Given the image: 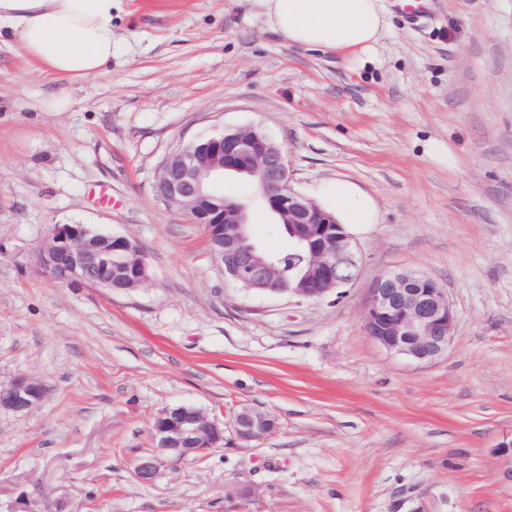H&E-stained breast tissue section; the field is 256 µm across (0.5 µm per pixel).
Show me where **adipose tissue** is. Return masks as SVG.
<instances>
[{
  "instance_id": "1",
  "label": "adipose tissue",
  "mask_w": 512,
  "mask_h": 512,
  "mask_svg": "<svg viewBox=\"0 0 512 512\" xmlns=\"http://www.w3.org/2000/svg\"><path fill=\"white\" fill-rule=\"evenodd\" d=\"M279 37L293 45L351 59L369 53L388 24L381 0H257ZM120 0H0V37L19 35L38 67L81 80L112 61V10ZM320 203L339 223L373 224L375 200L337 179L319 189Z\"/></svg>"
}]
</instances>
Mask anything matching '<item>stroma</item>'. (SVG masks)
I'll return each instance as SVG.
<instances>
[{
    "mask_svg": "<svg viewBox=\"0 0 512 512\" xmlns=\"http://www.w3.org/2000/svg\"><path fill=\"white\" fill-rule=\"evenodd\" d=\"M383 6L361 63L288 44L254 0H121L112 63L86 80L0 39V382L48 385L32 413L0 412V512H512V0H436L414 25ZM234 127L285 147L298 192L344 178L374 197L340 302L238 288L157 196L169 153ZM57 224L129 237L148 281L48 279ZM395 270L447 290L456 333L432 362L364 330ZM179 404L223 445L139 483ZM246 405L275 418L264 440L236 435Z\"/></svg>",
    "mask_w": 512,
    "mask_h": 512,
    "instance_id": "obj_1",
    "label": "stroma"
}]
</instances>
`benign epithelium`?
Instances as JSON below:
<instances>
[{"instance_id": "obj_1", "label": "benign epithelium", "mask_w": 512, "mask_h": 512, "mask_svg": "<svg viewBox=\"0 0 512 512\" xmlns=\"http://www.w3.org/2000/svg\"><path fill=\"white\" fill-rule=\"evenodd\" d=\"M253 180L259 198L290 225L296 258L305 274L294 288H280L278 263L264 256L247 234L249 205L224 196V174ZM285 148L252 127L228 128L198 137L168 154L159 165L156 194L187 212L196 224H218L207 234L210 251L233 284L255 293L299 300H340L357 277L351 237L342 224L314 201L294 190ZM45 275L68 283L93 284L109 292H128L148 280V265L132 241L95 231L85 224H57L39 251ZM366 333L385 350L428 363L448 351L456 314L446 289L433 278L410 271L377 277L368 289L363 313ZM47 391L43 380L20 375L0 383V411L30 413ZM235 429L244 441H259L276 428L266 412L242 408ZM153 448L136 466L135 476L153 481L160 469L204 457L224 440V429L202 409L180 404L154 419Z\"/></svg>"}]
</instances>
